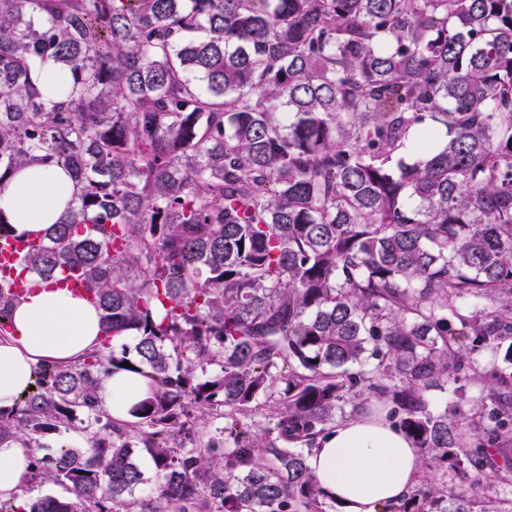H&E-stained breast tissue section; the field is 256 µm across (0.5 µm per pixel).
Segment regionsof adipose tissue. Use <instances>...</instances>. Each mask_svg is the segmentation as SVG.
Segmentation results:
<instances>
[{
	"mask_svg": "<svg viewBox=\"0 0 512 512\" xmlns=\"http://www.w3.org/2000/svg\"><path fill=\"white\" fill-rule=\"evenodd\" d=\"M72 201V182L60 168L27 166L0 189V219L17 234L41 235L60 221ZM111 344L94 304L68 289L37 282L0 336V407L16 404L39 365L79 363ZM151 390L147 377L113 370L98 398L113 420L126 421ZM307 463L322 491L343 504L345 512H377L399 501L421 470L418 449L381 414L336 424L318 438ZM28 474V450L12 440L0 443V497L19 495Z\"/></svg>",
	"mask_w": 512,
	"mask_h": 512,
	"instance_id": "ef3b65f1",
	"label": "adipose tissue"
}]
</instances>
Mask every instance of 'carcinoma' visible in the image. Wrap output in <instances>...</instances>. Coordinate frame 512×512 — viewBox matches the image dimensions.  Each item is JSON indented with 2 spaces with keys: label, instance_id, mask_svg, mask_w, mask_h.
Wrapping results in <instances>:
<instances>
[{
  "label": "carcinoma",
  "instance_id": "1",
  "mask_svg": "<svg viewBox=\"0 0 512 512\" xmlns=\"http://www.w3.org/2000/svg\"><path fill=\"white\" fill-rule=\"evenodd\" d=\"M26 165L75 206L21 271L86 277L136 356L41 365L0 409L33 451L105 431L32 455L70 496L0 512H330L307 456L375 403L427 469L512 440V0H0V185ZM126 362L153 390L118 425L96 392ZM464 364L468 425L430 409ZM188 398L224 437L189 446ZM378 512L474 509L427 478ZM79 428H81V424L77 421L75 422V428L66 431L62 430L60 433L50 436L46 440L48 447L43 448L41 454L52 455L57 451L60 445L73 446L78 441L89 438L90 435Z\"/></svg>",
  "mask_w": 512,
  "mask_h": 512
}]
</instances>
